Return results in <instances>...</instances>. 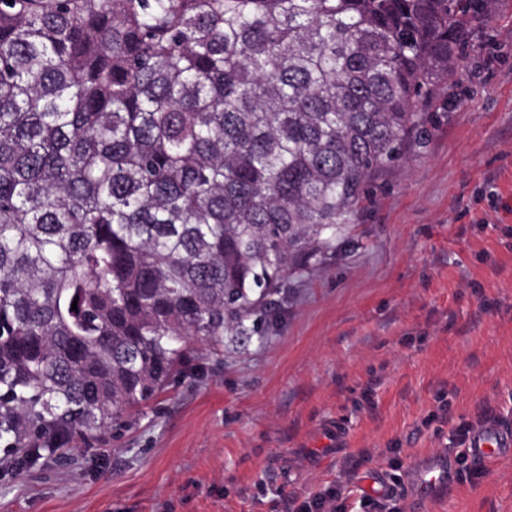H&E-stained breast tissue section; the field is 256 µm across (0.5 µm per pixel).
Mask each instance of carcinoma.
Masks as SVG:
<instances>
[{
	"label": "carcinoma",
	"mask_w": 512,
	"mask_h": 512,
	"mask_svg": "<svg viewBox=\"0 0 512 512\" xmlns=\"http://www.w3.org/2000/svg\"><path fill=\"white\" fill-rule=\"evenodd\" d=\"M492 2L0 0L5 458L131 425L190 342L246 335Z\"/></svg>",
	"instance_id": "cac0c4a2"
}]
</instances>
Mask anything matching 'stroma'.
<instances>
[{"label":"stroma","mask_w":512,"mask_h":512,"mask_svg":"<svg viewBox=\"0 0 512 512\" xmlns=\"http://www.w3.org/2000/svg\"><path fill=\"white\" fill-rule=\"evenodd\" d=\"M485 413L512 421V0L260 332L191 344L121 434L0 465V512H282L335 487L370 512L366 478L401 490L416 461L459 459L455 426ZM427 512H512V457Z\"/></svg>","instance_id":"stroma-1"}]
</instances>
